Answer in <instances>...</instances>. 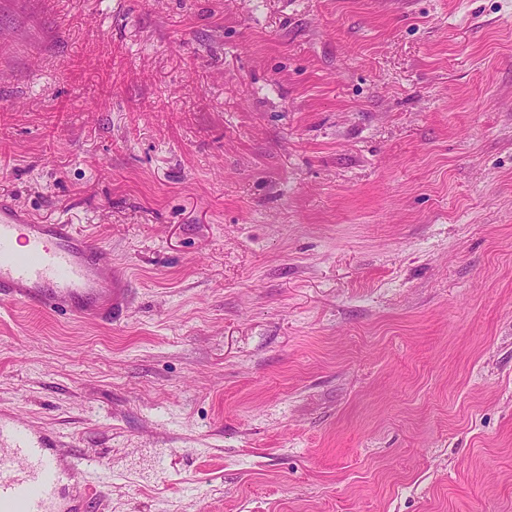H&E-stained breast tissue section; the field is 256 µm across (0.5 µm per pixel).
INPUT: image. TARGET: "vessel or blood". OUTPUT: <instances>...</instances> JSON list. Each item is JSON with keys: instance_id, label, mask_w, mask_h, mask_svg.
I'll return each instance as SVG.
<instances>
[{"instance_id": "obj_1", "label": "vessel or blood", "mask_w": 512, "mask_h": 512, "mask_svg": "<svg viewBox=\"0 0 512 512\" xmlns=\"http://www.w3.org/2000/svg\"><path fill=\"white\" fill-rule=\"evenodd\" d=\"M126 283L91 237L72 224H42L0 202V299L69 318L111 323ZM57 435L0 415V512H75L64 488L90 495L88 463Z\"/></svg>"}]
</instances>
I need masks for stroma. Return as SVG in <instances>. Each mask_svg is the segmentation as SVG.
I'll list each match as a JSON object with an SVG mask.
<instances>
[{
	"label": "stroma",
	"instance_id": "1",
	"mask_svg": "<svg viewBox=\"0 0 512 512\" xmlns=\"http://www.w3.org/2000/svg\"><path fill=\"white\" fill-rule=\"evenodd\" d=\"M0 199L128 280L0 302L90 512H512V0H0Z\"/></svg>",
	"mask_w": 512,
	"mask_h": 512
}]
</instances>
